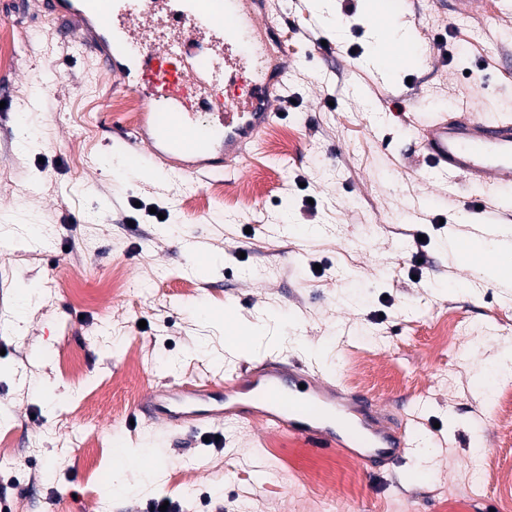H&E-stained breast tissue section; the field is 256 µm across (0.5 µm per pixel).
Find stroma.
I'll return each mask as SVG.
<instances>
[{
	"label": "stroma",
	"mask_w": 512,
	"mask_h": 512,
	"mask_svg": "<svg viewBox=\"0 0 512 512\" xmlns=\"http://www.w3.org/2000/svg\"><path fill=\"white\" fill-rule=\"evenodd\" d=\"M291 45L280 155L248 144L247 166L174 177L125 160L123 97L70 23L0 0L15 33L0 70V504L8 512H512V431L496 400L512 377L477 380L512 351V283L472 274L449 287L489 193L436 182L413 125L470 100L512 118V22L488 27L453 0L387 17L427 50L375 80L367 0H269ZM332 43L325 52L318 39ZM250 182V198L214 197ZM204 246L192 256L191 242ZM30 312L18 317L20 299ZM240 335L233 346L230 336ZM323 373L426 445L369 473L254 425L162 431L132 412L155 387L223 386L267 357ZM488 438L481 452L472 441ZM158 467L113 475V445ZM193 494H185V485Z\"/></svg>",
	"instance_id": "stroma-1"
}]
</instances>
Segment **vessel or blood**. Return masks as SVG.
Wrapping results in <instances>:
<instances>
[{
  "label": "vessel or blood",
  "mask_w": 512,
  "mask_h": 512,
  "mask_svg": "<svg viewBox=\"0 0 512 512\" xmlns=\"http://www.w3.org/2000/svg\"><path fill=\"white\" fill-rule=\"evenodd\" d=\"M47 18L77 22L84 53L100 57L145 110L128 139L131 166L145 158L166 160L177 176L230 164L244 156L281 112L288 83L287 40L277 36L267 0H42ZM148 27L166 29L168 40L143 39ZM177 59V69L160 66ZM248 67L243 98L221 104L207 94L228 72ZM458 118L417 126L415 137L434 179L452 175L490 188L512 187V120L473 117L462 101ZM228 395L244 403L223 407L214 393L178 386L151 390L136 411L168 428L193 429L208 419L241 424L261 415L268 426L315 448L355 449L359 462L380 471L400 462L419 443L386 410L356 398L346 409L343 387L307 365L267 359L225 378Z\"/></svg>",
  "instance_id": "1"
}]
</instances>
